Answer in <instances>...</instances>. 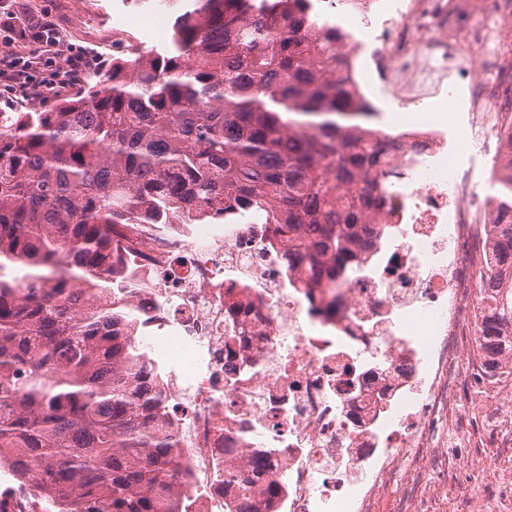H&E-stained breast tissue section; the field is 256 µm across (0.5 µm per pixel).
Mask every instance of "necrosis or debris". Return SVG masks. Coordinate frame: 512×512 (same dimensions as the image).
Listing matches in <instances>:
<instances>
[{
  "mask_svg": "<svg viewBox=\"0 0 512 512\" xmlns=\"http://www.w3.org/2000/svg\"><path fill=\"white\" fill-rule=\"evenodd\" d=\"M341 21L370 92L460 107L476 151L512 163V0H351ZM374 176L386 206L329 288L310 289L264 224L114 226L124 284L111 299L135 321L190 512H379L395 496L400 512H434L440 486L421 478L450 453L478 483L466 430L446 420L458 382L487 376L465 355L471 269L488 263L501 209L444 123L406 125ZM314 298L333 313H312Z\"/></svg>",
  "mask_w": 512,
  "mask_h": 512,
  "instance_id": "1",
  "label": "necrosis or debris"
}]
</instances>
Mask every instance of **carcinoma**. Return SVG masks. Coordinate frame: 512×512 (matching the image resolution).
<instances>
[{
	"label": "carcinoma",
	"instance_id": "obj_1",
	"mask_svg": "<svg viewBox=\"0 0 512 512\" xmlns=\"http://www.w3.org/2000/svg\"><path fill=\"white\" fill-rule=\"evenodd\" d=\"M321 2L183 0L163 46L47 110L0 111V450L49 512H179L132 317L84 294L117 287L113 225L260 220L314 288L357 261L393 135L370 125ZM496 228L476 284L490 362L512 352V223Z\"/></svg>",
	"mask_w": 512,
	"mask_h": 512
}]
</instances>
